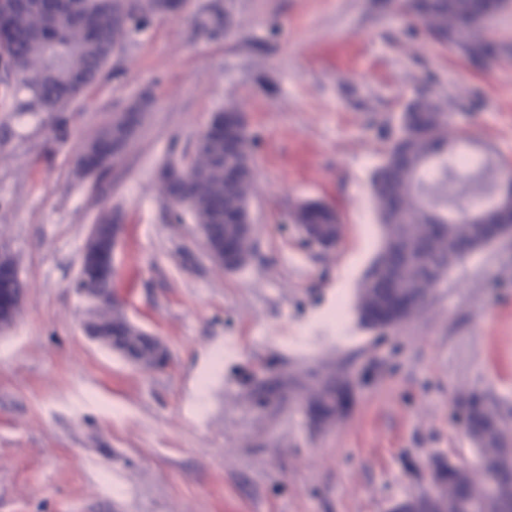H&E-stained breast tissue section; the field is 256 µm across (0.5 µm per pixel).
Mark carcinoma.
I'll return each instance as SVG.
<instances>
[{
  "instance_id": "1",
  "label": "carcinoma",
  "mask_w": 512,
  "mask_h": 512,
  "mask_svg": "<svg viewBox=\"0 0 512 512\" xmlns=\"http://www.w3.org/2000/svg\"><path fill=\"white\" fill-rule=\"evenodd\" d=\"M409 8L425 31L441 44L479 62L495 49L488 36L490 26L471 21L479 9L498 16L500 5L492 0H409ZM173 10L172 0H29L19 10L14 0H0V87L3 95L19 90L30 93L23 105L27 112L55 115L56 130L66 132L65 109L102 76L112 56L134 36L147 29L154 18ZM234 26L230 8L218 3L205 5L194 19L195 31L208 38L228 35ZM131 120L117 115L87 142L78 156L80 169L86 174L101 172L112 161V145L128 131ZM235 146L224 151V138L206 136L191 156L190 178L181 181L179 194L190 200V216L206 230L210 239L230 243L246 256L254 245L235 224L238 210L247 203L254 190V170L250 152L247 121H239L234 132ZM464 152L448 154L447 106L426 94L412 98L401 116L396 139L385 151L375 168L371 187L384 241L360 284L357 310L360 322L369 329H379L367 309L390 313L397 330L408 321L399 312L400 289L423 292L439 287L428 283V270L448 274L464 263L453 243L472 234L471 225L448 221L442 210L476 206L481 189L470 185L471 172L463 171L458 157ZM236 176H224V170ZM444 225L443 236L434 239L428 225ZM112 220L100 221L99 240L86 246L99 259H105L107 235ZM80 293L100 304L92 309L93 325L110 337L116 329L130 345H143L146 364L154 363L150 346L141 336L126 329L120 313L112 307V278L106 270L79 281ZM344 381L330 377L309 398L311 408L322 418L336 414L332 401L339 395ZM461 409L471 414L475 426L490 428V433L476 443L479 459L487 462L488 473L479 482L457 484L446 478L450 494L464 501L472 499L474 512H499L497 500L489 492L490 484L512 481V471L500 467L496 452L512 442V418L492 405L488 396L474 391L461 401Z\"/></svg>"
}]
</instances>
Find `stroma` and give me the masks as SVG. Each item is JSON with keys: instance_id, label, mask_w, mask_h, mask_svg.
<instances>
[{"instance_id": "35a3bbf8", "label": "stroma", "mask_w": 512, "mask_h": 512, "mask_svg": "<svg viewBox=\"0 0 512 512\" xmlns=\"http://www.w3.org/2000/svg\"><path fill=\"white\" fill-rule=\"evenodd\" d=\"M188 0L112 58L67 111L58 140L30 95L0 98V254L24 296L0 333V512H390L428 494L431 460L475 461L459 398L512 415V238L452 270L396 332L364 328L358 283L381 243L371 174L406 101H450L471 152L512 173V59L475 63L427 37L403 0H234L236 33L193 31ZM357 46L351 70L333 65ZM149 96L121 158L82 175L81 147ZM252 137L255 250L229 272L192 218L171 222L157 172L191 151L214 113ZM332 208L335 246L307 245L291 215ZM123 224L116 290L169 359L140 368L91 339L77 294L91 224ZM347 318L319 321L337 296ZM352 386L340 419L306 401Z\"/></svg>"}]
</instances>
